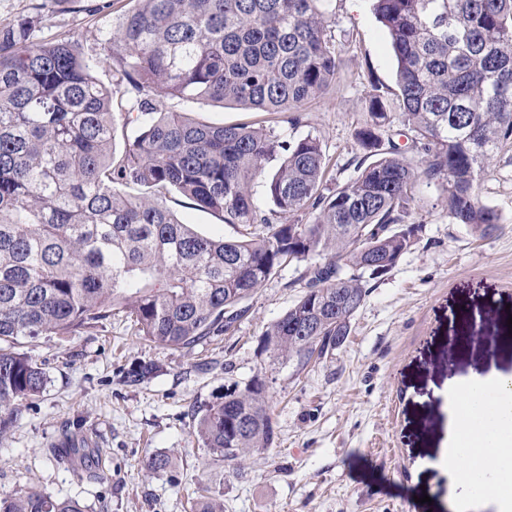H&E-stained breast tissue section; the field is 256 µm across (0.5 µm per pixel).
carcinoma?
I'll use <instances>...</instances> for the list:
<instances>
[{"label":"carcinoma","mask_w":512,"mask_h":512,"mask_svg":"<svg viewBox=\"0 0 512 512\" xmlns=\"http://www.w3.org/2000/svg\"><path fill=\"white\" fill-rule=\"evenodd\" d=\"M112 36L107 87L70 42L32 40L34 20L0 27V434L37 397L47 374L17 345L93 329L120 310L168 349L230 330L242 303L292 263L310 262L306 291L261 338L270 363L307 364L349 335L366 279L416 242L421 182L443 184L455 224L484 238L500 224L481 197L498 150L512 144V0H372L396 60V89L367 100L355 133V176L329 184L319 139L286 138L250 122L213 125L160 112L156 92L291 113L319 97L341 65L330 0H135ZM132 95L121 154L113 97ZM411 136L383 142L390 111ZM264 178L268 210L253 187ZM176 194L237 238L199 231L168 206ZM143 362L123 372L138 385ZM198 436L221 460L271 443L266 383L253 376L197 410ZM166 453L144 468L162 474ZM0 512H85L45 491L0 496Z\"/></svg>","instance_id":"cac0c4a2"}]
</instances>
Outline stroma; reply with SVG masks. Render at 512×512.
<instances>
[{
    "mask_svg": "<svg viewBox=\"0 0 512 512\" xmlns=\"http://www.w3.org/2000/svg\"><path fill=\"white\" fill-rule=\"evenodd\" d=\"M131 0H0V26L31 17L38 42L66 39L113 86L106 41ZM342 64L328 92L305 103L293 127L279 117L164 93L162 112H188L211 124L251 119L287 137L316 136L344 184L359 154L355 132L367 119L371 82L395 87L396 62L369 0H333ZM413 215L418 241L384 276L369 281L346 342L308 364H270L259 343L266 327L301 296L307 263L286 267L247 299L228 332L178 350L138 339L124 313L72 336H43L30 348L48 376L43 393L21 405L0 436V492L44 490L75 498L87 512H189L188 497L208 488L224 512H451L450 495L484 501L476 488L453 487L440 465L448 446V381L479 371L476 343L453 344L462 325L492 327L494 361L512 373V144L492 160L481 184L497 210L496 232L481 238L452 223L441 190L419 184ZM139 360L158 370L139 386L121 371ZM267 381L273 441L241 464L215 459L196 435L195 412L257 372ZM77 435L101 449L80 480L81 460L58 463L52 445ZM166 452L175 467L146 473V456ZM429 503H421V496Z\"/></svg>",
    "mask_w": 512,
    "mask_h": 512,
    "instance_id": "35a3bbf8",
    "label": "stroma"
}]
</instances>
